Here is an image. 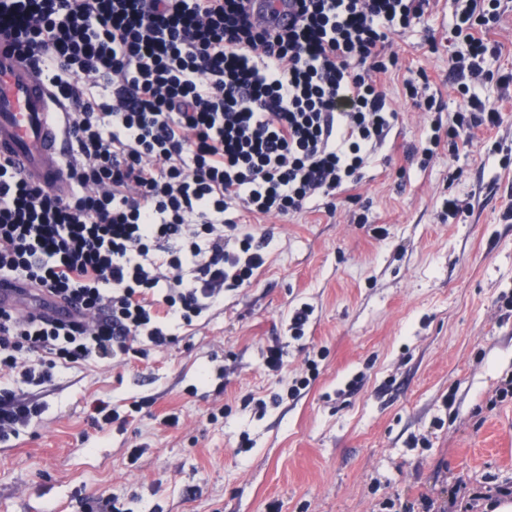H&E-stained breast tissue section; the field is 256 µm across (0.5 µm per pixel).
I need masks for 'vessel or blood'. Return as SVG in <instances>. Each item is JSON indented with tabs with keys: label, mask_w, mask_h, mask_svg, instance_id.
<instances>
[{
	"label": "vessel or blood",
	"mask_w": 512,
	"mask_h": 512,
	"mask_svg": "<svg viewBox=\"0 0 512 512\" xmlns=\"http://www.w3.org/2000/svg\"><path fill=\"white\" fill-rule=\"evenodd\" d=\"M68 104L0 33V156L11 158L33 181L56 193L71 190L73 166Z\"/></svg>",
	"instance_id": "vessel-or-blood-1"
}]
</instances>
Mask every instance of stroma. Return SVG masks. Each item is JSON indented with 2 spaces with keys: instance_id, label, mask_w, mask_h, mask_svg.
Segmentation results:
<instances>
[{
  "instance_id": "obj_1",
  "label": "stroma",
  "mask_w": 512,
  "mask_h": 512,
  "mask_svg": "<svg viewBox=\"0 0 512 512\" xmlns=\"http://www.w3.org/2000/svg\"><path fill=\"white\" fill-rule=\"evenodd\" d=\"M492 36L501 124L470 150L411 151L449 126L453 0L397 36L383 77L398 117L335 196L270 230L253 286L225 291L164 347L0 376L41 413L0 442V512H486L512 490V0ZM427 78L439 111L405 95ZM308 307L301 338L289 329ZM285 367L265 366L268 347ZM102 400L126 424L93 425ZM141 411H133L134 403ZM177 414V425L163 422Z\"/></svg>"
}]
</instances>
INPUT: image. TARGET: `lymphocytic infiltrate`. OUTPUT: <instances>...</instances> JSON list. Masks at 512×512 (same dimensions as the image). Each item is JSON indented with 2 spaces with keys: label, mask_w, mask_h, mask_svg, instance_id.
<instances>
[{
  "label": "lymphocytic infiltrate",
  "mask_w": 512,
  "mask_h": 512,
  "mask_svg": "<svg viewBox=\"0 0 512 512\" xmlns=\"http://www.w3.org/2000/svg\"><path fill=\"white\" fill-rule=\"evenodd\" d=\"M0 0V31L72 105L70 195L0 157V279L30 289L0 304V372L39 384L57 363L170 341L224 294L251 286L267 236L239 213L284 217L344 186L397 114L381 75L394 36L427 23L431 0ZM465 50L450 69L490 77L502 0H457ZM450 154L497 127L502 101L461 88ZM46 355L41 372L23 352Z\"/></svg>",
  "instance_id": "1"
}]
</instances>
